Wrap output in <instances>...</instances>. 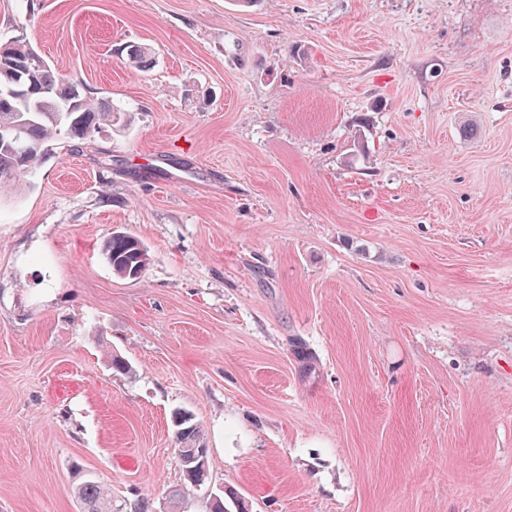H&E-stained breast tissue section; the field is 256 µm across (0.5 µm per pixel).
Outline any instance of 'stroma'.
Returning <instances> with one entry per match:
<instances>
[{
    "mask_svg": "<svg viewBox=\"0 0 512 512\" xmlns=\"http://www.w3.org/2000/svg\"><path fill=\"white\" fill-rule=\"evenodd\" d=\"M16 39L127 119L0 187V512H512V0H0ZM105 254L112 270L125 278H138L149 264L143 244L125 232L114 231L105 244ZM175 438L178 443V448H176V458L179 464V467L182 472L183 480L185 483L195 486H200L206 482L209 476V463L207 456V448H205L202 430L200 426L193 421L192 415H185V413L179 414L175 419ZM196 450V452H201L198 454L201 457L198 458L200 460V464L204 462V453H205V463L202 465L200 472L194 476L188 474L185 471V466L181 464L179 460V452L185 453L187 450ZM204 451V453H203ZM75 494L82 512H112V495L109 489L92 479L80 482Z\"/></svg>",
    "mask_w": 512,
    "mask_h": 512,
    "instance_id": "stroma-1",
    "label": "stroma"
}]
</instances>
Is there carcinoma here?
Here are the masks:
<instances>
[{"label":"carcinoma","mask_w":512,"mask_h":512,"mask_svg":"<svg viewBox=\"0 0 512 512\" xmlns=\"http://www.w3.org/2000/svg\"><path fill=\"white\" fill-rule=\"evenodd\" d=\"M123 50L136 69L146 67L151 57L150 48L142 44H128ZM2 56L19 66L20 82L28 83L27 77L31 74L42 92L33 95V112H18L13 99L0 98V131L16 128L20 133L17 140L0 144V185L23 182L40 162L45 145L58 132L63 130L68 138L80 140L100 126L118 120L120 109L86 95L78 80L58 73L28 43L20 39L0 43ZM105 254L112 270L125 278L139 277L150 261L148 251L138 239L119 231L112 232L107 240ZM175 427L176 452L207 451L202 430L191 416L179 414ZM75 494L82 512H112L109 489L95 480L80 482ZM241 506L243 500L227 490L214 495L211 512H243Z\"/></svg>","instance_id":"1"}]
</instances>
